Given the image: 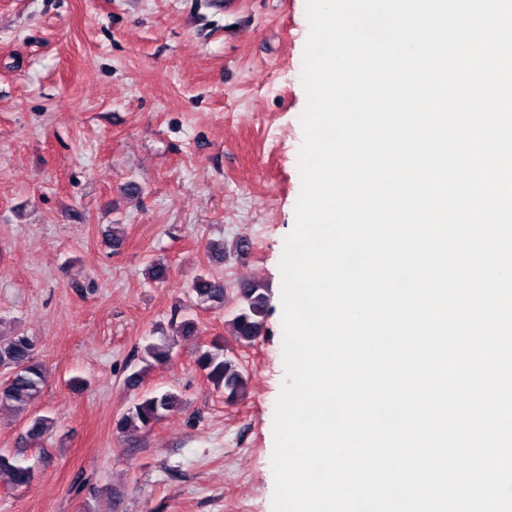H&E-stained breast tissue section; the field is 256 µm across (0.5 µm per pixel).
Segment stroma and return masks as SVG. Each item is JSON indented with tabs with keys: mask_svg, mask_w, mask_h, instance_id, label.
I'll return each instance as SVG.
<instances>
[{
	"mask_svg": "<svg viewBox=\"0 0 512 512\" xmlns=\"http://www.w3.org/2000/svg\"><path fill=\"white\" fill-rule=\"evenodd\" d=\"M309 33L306 0H0V323L35 341L54 420L30 444L0 412V448L35 469L25 488L0 478V512H272ZM240 238L246 261L207 260V242ZM155 263L164 281L147 279ZM203 271L267 288L264 335L236 341L233 302L195 308V335L127 387L133 350L169 331ZM218 337L248 377L231 403L195 364ZM165 391L181 410L133 440L116 430Z\"/></svg>",
	"mask_w": 512,
	"mask_h": 512,
	"instance_id": "obj_1",
	"label": "stroma"
}]
</instances>
